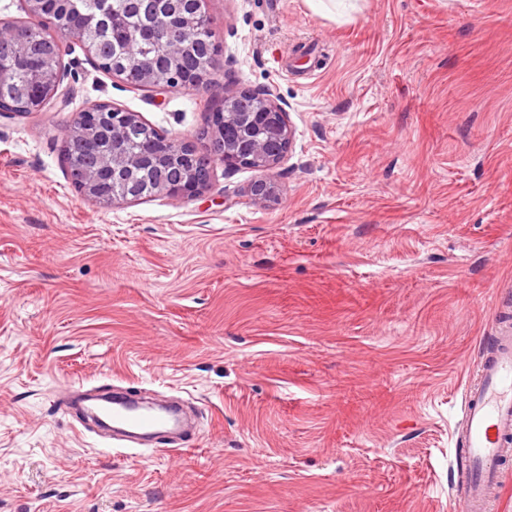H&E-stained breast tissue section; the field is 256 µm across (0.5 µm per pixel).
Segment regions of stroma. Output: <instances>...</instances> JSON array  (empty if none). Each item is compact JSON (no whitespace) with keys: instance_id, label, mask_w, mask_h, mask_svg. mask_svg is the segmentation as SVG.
<instances>
[{"instance_id":"35a3bbf8","label":"stroma","mask_w":512,"mask_h":512,"mask_svg":"<svg viewBox=\"0 0 512 512\" xmlns=\"http://www.w3.org/2000/svg\"><path fill=\"white\" fill-rule=\"evenodd\" d=\"M217 83L158 95L62 48L64 109L0 117V512H457L463 396L512 324V0H209ZM293 140L257 174L102 207L64 134L108 103L198 140L225 86ZM71 385L177 396L137 457Z\"/></svg>"}]
</instances>
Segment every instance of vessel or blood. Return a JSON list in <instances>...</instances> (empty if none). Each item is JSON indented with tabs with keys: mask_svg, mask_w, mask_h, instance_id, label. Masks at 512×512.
Here are the masks:
<instances>
[{
	"mask_svg": "<svg viewBox=\"0 0 512 512\" xmlns=\"http://www.w3.org/2000/svg\"><path fill=\"white\" fill-rule=\"evenodd\" d=\"M65 412L91 413L112 425V438L126 455L153 435L180 423L176 408L134 400L104 399L72 389L62 404ZM464 455L470 480L459 502V512H492V493L504 474V446L512 436V334L494 337L489 352L468 384L464 400Z\"/></svg>",
	"mask_w": 512,
	"mask_h": 512,
	"instance_id": "b4317fda",
	"label": "vessel or blood"
}]
</instances>
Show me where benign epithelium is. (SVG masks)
I'll list each match as a JSON object with an SVG mask.
<instances>
[{
	"instance_id": "1",
	"label": "benign epithelium",
	"mask_w": 512,
	"mask_h": 512,
	"mask_svg": "<svg viewBox=\"0 0 512 512\" xmlns=\"http://www.w3.org/2000/svg\"><path fill=\"white\" fill-rule=\"evenodd\" d=\"M207 0H137L147 20L128 32L122 49L140 40L156 44L150 58L130 57V73L123 81L131 87L162 94L180 86L198 91L212 86L218 57L217 46L205 48L202 71L191 73L184 59L194 46V28L186 18L188 7L209 19ZM121 20L112 15L110 0H69L67 20L56 28L54 55L41 64L26 95L32 109L41 112L50 105L65 106L67 94L61 89V46L65 41L81 44L86 54L99 56L101 40ZM22 20L0 19V81L7 67L29 63L27 43L20 37ZM145 125L137 112L86 110L78 114L69 130L65 147L75 142L91 156L92 163L72 167V183L88 200L104 207L134 201L141 175L153 173L155 190L175 198H192L211 188L209 172L217 163L227 168L248 166L258 172L250 192L254 203L267 205L280 199L274 170L287 158L293 139L287 113L269 90L252 92L224 90V98L213 113L210 132L198 142L178 136L161 135L158 141H144L130 153L126 142Z\"/></svg>"
}]
</instances>
